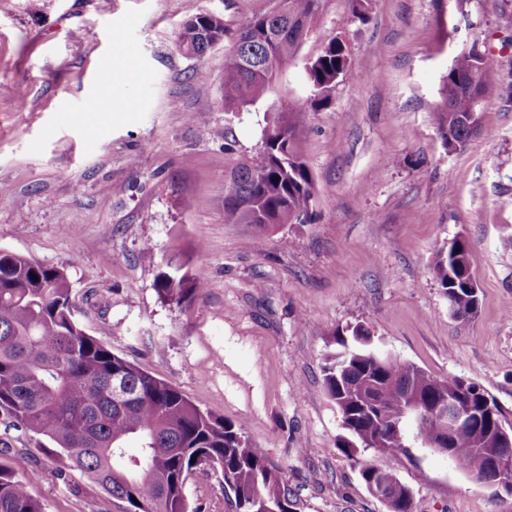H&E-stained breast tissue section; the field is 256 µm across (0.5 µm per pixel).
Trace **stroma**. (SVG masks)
Instances as JSON below:
<instances>
[{
  "mask_svg": "<svg viewBox=\"0 0 512 512\" xmlns=\"http://www.w3.org/2000/svg\"><path fill=\"white\" fill-rule=\"evenodd\" d=\"M277 5L0 0V250L65 267L89 334L245 422L297 512H387L336 446L322 368L337 329L365 325L376 351L480 385L512 424V0H373L363 24L349 0H321L264 97L225 111L228 43L191 58L180 28L202 13L233 28ZM340 32L366 77L336 84L299 135L314 220L256 247L247 225L224 221V182L259 159L267 113L312 96L306 66ZM474 44L504 81L480 103L478 135L451 151L433 113ZM125 54L136 68L110 75ZM459 236L480 297L464 321L431 270ZM175 254L205 282L179 305L156 291ZM44 443L0 415V467L22 455L44 512H126L81 473L57 479ZM373 461L411 488L413 512H512V495L416 437ZM186 494L200 512H230L219 471L194 473Z\"/></svg>",
  "mask_w": 512,
  "mask_h": 512,
  "instance_id": "35a3bbf8",
  "label": "stroma"
}]
</instances>
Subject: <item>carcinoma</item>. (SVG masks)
I'll return each instance as SVG.
<instances>
[{"label": "carcinoma", "instance_id": "obj_1", "mask_svg": "<svg viewBox=\"0 0 512 512\" xmlns=\"http://www.w3.org/2000/svg\"><path fill=\"white\" fill-rule=\"evenodd\" d=\"M300 22L271 13L231 30L218 17L203 13L186 21L178 49L201 58L205 40L227 41L224 57V109L236 110L260 99L279 71L295 56L308 34V23L320 0H288ZM370 0H350L353 22L369 20ZM476 85L464 86L469 75ZM313 98L266 117L262 157L240 163L224 183V223L248 224L262 244L273 224H306L311 219L315 184L298 151V135L309 112L330 104L339 82L361 77L346 40L330 38L306 68ZM500 81L486 52L473 45L458 55L442 78L441 104L434 117L448 150L471 139L465 124L474 102ZM459 252L439 248L432 269L455 317L478 312L458 273L459 263L471 268L467 242ZM156 282L158 295L181 304L200 293L202 280L169 260ZM65 269L33 263L0 250V413L7 427L49 440L48 453L60 459L57 478L78 471L110 497L128 503V512H198L186 497L189 476L202 468L221 471L224 496L235 512H296L286 475L245 438V423L226 420L194 405L176 386L142 370L112 351L106 341L87 333L78 318ZM340 349L327 356L323 384L340 415L343 435L337 447L359 468L364 484L393 486L399 499L388 512H413L410 488L392 467L381 469L365 458L372 452L395 456L405 448L406 424L413 421L416 437L430 444L448 439V457L479 483L489 474L481 448L496 447L505 427L502 409L487 391L471 382L439 379L423 369L370 347L362 326L336 332ZM463 393L462 404L483 415L469 420L453 435L443 421L425 411H410L412 398L423 405L436 396ZM140 446L129 452L126 441ZM20 467L0 468V512H43L42 505L20 480Z\"/></svg>", "mask_w": 512, "mask_h": 512}]
</instances>
